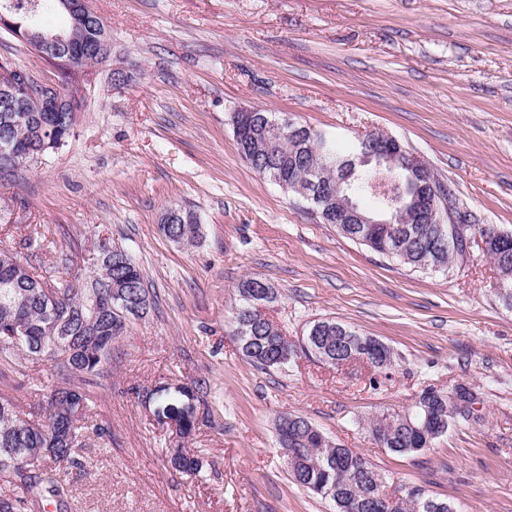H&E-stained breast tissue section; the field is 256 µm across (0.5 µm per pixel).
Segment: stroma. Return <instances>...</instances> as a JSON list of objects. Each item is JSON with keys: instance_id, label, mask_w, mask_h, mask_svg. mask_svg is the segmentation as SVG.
<instances>
[{"instance_id": "stroma-1", "label": "stroma", "mask_w": 512, "mask_h": 512, "mask_svg": "<svg viewBox=\"0 0 512 512\" xmlns=\"http://www.w3.org/2000/svg\"><path fill=\"white\" fill-rule=\"evenodd\" d=\"M109 56L84 88L68 143L0 180V249L69 258L89 273L98 238L139 265L151 308L112 344L101 375L67 384L94 397L104 428L66 476L68 512H336L296 485L274 424L306 417L364 455L402 493L420 488L457 512H512V309L480 251L452 276L417 272L343 237L309 204L238 154L229 116L262 108L346 146L355 133L401 140L449 184L460 214L512 230V0H90ZM59 86L56 69L0 35V60ZM193 211L196 245L160 230ZM270 282L266 312L290 342L333 317L397 354L390 374L298 358L245 359L234 334L237 286ZM57 378L49 363L0 366V391L27 421ZM467 382L483 418L433 448L396 455L362 422L407 410L426 387ZM195 387L197 422L177 440L143 397ZM182 445L199 474L174 469Z\"/></svg>"}]
</instances>
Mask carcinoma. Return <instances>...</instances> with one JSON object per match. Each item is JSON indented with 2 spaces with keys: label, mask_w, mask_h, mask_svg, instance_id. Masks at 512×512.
Segmentation results:
<instances>
[{
  "label": "carcinoma",
  "mask_w": 512,
  "mask_h": 512,
  "mask_svg": "<svg viewBox=\"0 0 512 512\" xmlns=\"http://www.w3.org/2000/svg\"><path fill=\"white\" fill-rule=\"evenodd\" d=\"M65 0H0V11L37 31L43 15L65 13ZM96 29L78 32L66 48L73 63L87 67L101 63L93 42L106 34L103 20L94 17ZM0 78L26 94L36 92L29 85L34 77L8 61L0 63ZM37 121L31 112H7L0 106V131L10 133L11 147L18 167L29 164L27 153L41 149L54 151L60 141H68L71 124L67 113H40ZM353 148L341 150L335 140L306 127L301 138H290L277 152L264 159L269 167L265 176L280 187L296 192L289 182L290 173L306 163L325 169L323 182L336 184V163L352 155ZM377 171L368 166L360 173L356 185L358 198L374 201L376 209L386 205L385 196L398 198L405 193L401 180L375 184ZM458 240L432 251L425 239L433 232L431 224L405 222L394 213L391 224H339L345 237L372 251L408 266L415 271L447 273L456 264L466 262L470 249L466 238L475 232L487 235L482 252L494 264L492 285L498 298L512 308V264L501 265L500 254L512 252V237L490 236L488 224H459ZM201 224L195 213L181 211V221L169 225L166 237L184 245L194 244L200 237ZM100 263L88 276L71 272L69 260L63 267L41 273L29 264L0 250V360H20V355L40 357L49 362L62 378L74 374H97L110 352L112 341L123 335L130 323L150 305L149 292L138 266L128 257L121 259L96 244ZM120 288L126 303L112 302V291ZM274 288L265 280L247 278L238 286L241 305L236 311V327L245 329L239 339L242 354L251 362L266 368L281 367L303 355L323 364L331 360L357 358L369 367L386 371L395 365L393 350L374 336L332 318L314 321L299 344L289 342L281 330L259 317L257 304L272 302L268 292ZM194 394L185 386L167 388L155 395L162 413L174 420L179 430L192 432L195 421ZM93 399L84 391L54 387L44 400L43 424L22 426L14 398L0 392V476L22 490L0 492V512H39L51 496L59 508L66 507L67 466L76 463V453L84 438L81 420ZM483 403L482 393L467 383L454 385L453 393L429 387L417 397L413 409L405 413H383L368 419L366 427L375 443L392 453L409 455L423 451L448 431L458 419L479 421L482 415L473 405ZM288 444L283 449L295 453L288 472L293 481L309 492L329 498L337 512H379L374 503L380 495V483L386 477L361 454L345 448L303 416L288 413ZM46 448L55 466H41L30 474L22 472L25 458ZM429 496L413 491L403 499L402 512H428Z\"/></svg>",
  "instance_id": "1"
}]
</instances>
